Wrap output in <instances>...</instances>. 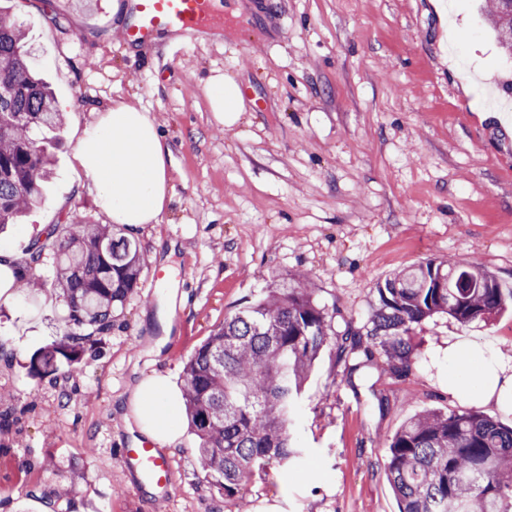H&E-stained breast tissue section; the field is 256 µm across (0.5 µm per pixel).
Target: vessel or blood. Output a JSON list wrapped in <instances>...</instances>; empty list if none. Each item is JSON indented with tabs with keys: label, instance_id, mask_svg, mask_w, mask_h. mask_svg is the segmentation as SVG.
<instances>
[{
	"label": "vessel or blood",
	"instance_id": "vessel-or-blood-1",
	"mask_svg": "<svg viewBox=\"0 0 512 512\" xmlns=\"http://www.w3.org/2000/svg\"><path fill=\"white\" fill-rule=\"evenodd\" d=\"M135 21L124 32L132 45H144L160 34L176 32L186 38L196 37L217 22L212 0H130ZM121 459L139 473L140 484L166 494L172 474L166 458L156 452L151 442H130L121 450Z\"/></svg>",
	"mask_w": 512,
	"mask_h": 512
}]
</instances>
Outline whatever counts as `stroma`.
<instances>
[{
	"label": "stroma",
	"mask_w": 512,
	"mask_h": 512,
	"mask_svg": "<svg viewBox=\"0 0 512 512\" xmlns=\"http://www.w3.org/2000/svg\"><path fill=\"white\" fill-rule=\"evenodd\" d=\"M121 0H17L32 67L65 124L54 176L0 249L25 255L51 224H104L74 153L113 102L150 113L171 150L173 191L134 239L139 284L76 371L29 374L61 336L64 306L40 288L0 302V512H398L381 442L428 409L466 410L448 391V339L512 350V309L463 325L439 314L413 333L409 371L375 355L348 373L325 347L296 411L300 464L271 466L235 499L205 482L185 410L165 446V499L119 457L132 390L156 376L182 399L183 369L225 316L307 273L335 334L367 325L375 288L430 259L475 263L512 289V60L483 0H218L216 38H123ZM242 85L246 109L217 123L202 79ZM69 404H62V394Z\"/></svg>",
	"instance_id": "1"
}]
</instances>
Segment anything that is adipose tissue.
Returning a JSON list of instances; mask_svg holds the SVG:
<instances>
[{
    "label": "adipose tissue",
    "mask_w": 512,
    "mask_h": 512,
    "mask_svg": "<svg viewBox=\"0 0 512 512\" xmlns=\"http://www.w3.org/2000/svg\"><path fill=\"white\" fill-rule=\"evenodd\" d=\"M204 90L217 122L230 127L240 119L244 100L239 83L216 73ZM171 151L148 112L123 101L100 113L83 131L76 160L112 223L137 232L158 223L172 189ZM448 389L477 397L484 405L512 406V355L496 349L478 351L462 336L448 339ZM134 413L143 435L165 445L175 439L168 420L170 406L155 380L141 382L133 394Z\"/></svg>",
    "instance_id": "obj_1"
}]
</instances>
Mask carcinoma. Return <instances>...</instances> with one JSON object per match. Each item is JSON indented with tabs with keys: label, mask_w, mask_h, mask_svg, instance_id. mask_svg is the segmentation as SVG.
Returning <instances> with one entry per match:
<instances>
[{
	"label": "carcinoma",
	"mask_w": 512,
	"mask_h": 512,
	"mask_svg": "<svg viewBox=\"0 0 512 512\" xmlns=\"http://www.w3.org/2000/svg\"><path fill=\"white\" fill-rule=\"evenodd\" d=\"M24 39L13 12L0 9V233L42 198L51 143L36 131L58 132L64 121L26 63ZM49 259L65 331L31 359V373L79 363L90 336L112 326L145 263L122 224H54L30 243L18 287H38L34 272ZM313 293L307 277L297 276L293 287L224 317L186 363L183 401L203 479L227 499L270 462L287 465L299 455L289 426L331 332V316ZM377 295L366 333L348 324L336 338L337 357L351 373L369 366L376 349L393 372L409 368L413 330L427 317L488 320L507 303L492 274L451 259L395 273L378 283ZM385 448L399 512H512V428L481 411H424Z\"/></svg>",
	"instance_id": "obj_1"
}]
</instances>
